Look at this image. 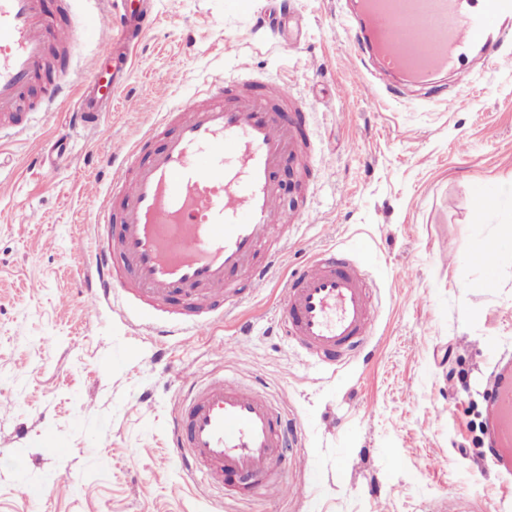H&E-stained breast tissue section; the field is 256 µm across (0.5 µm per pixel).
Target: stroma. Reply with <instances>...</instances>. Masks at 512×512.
<instances>
[{
  "label": "stroma",
  "mask_w": 512,
  "mask_h": 512,
  "mask_svg": "<svg viewBox=\"0 0 512 512\" xmlns=\"http://www.w3.org/2000/svg\"><path fill=\"white\" fill-rule=\"evenodd\" d=\"M277 7L289 48L256 22ZM346 0H156V22L94 135H74L69 167L38 159L68 121L56 102L0 159V512H436L456 487L472 512H512V483L485 467L483 389L512 354V250L470 259L512 234V70L458 87L371 101L338 23ZM284 74L326 160L280 174L304 222L280 241L269 287L198 336L145 335L111 304L91 310L87 252L122 150L174 100L238 62ZM492 200L489 211L476 198ZM355 251L378 286L380 327L337 372L304 364L272 335L284 279L328 247ZM250 323L247 334L237 325ZM259 379L297 432L283 475L303 494L227 495L185 472L168 425L177 372Z\"/></svg>",
  "instance_id": "1"
}]
</instances>
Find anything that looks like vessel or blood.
Masks as SVG:
<instances>
[{
    "mask_svg": "<svg viewBox=\"0 0 512 512\" xmlns=\"http://www.w3.org/2000/svg\"><path fill=\"white\" fill-rule=\"evenodd\" d=\"M155 21L150 0H112L111 10L85 24L57 28L44 0H0V151L5 136L28 128L21 103L53 55L84 36L112 57V42L136 49ZM358 67L379 69L427 88L452 74L459 86L475 77L467 60L480 52L486 64L512 66L498 43L512 29V0H358L344 21ZM124 66L100 65L78 92L52 84L49 101L74 99L68 127L92 132L123 83ZM253 69L218 79L189 100L172 102L154 124L103 165L120 211L99 210L88 246L95 277L91 304L120 300L151 335H197L222 311L236 306L237 283L252 293L267 288L280 254L265 251L279 225L303 222L280 203L277 174L287 163L308 165L316 152L282 109L300 106L287 76L267 75L254 92ZM164 135L162 147L148 142ZM375 286L350 252L314 254L287 279L276 326L304 362L337 370L364 350L378 329ZM188 397L174 413L171 446L184 469L216 487L241 486L271 496L287 492L277 471L288 419L253 381L214 371L207 378L182 372ZM489 461L512 475V361H496L486 390Z\"/></svg>",
    "mask_w": 512,
    "mask_h": 512,
    "instance_id": "1",
    "label": "vessel or blood"
}]
</instances>
